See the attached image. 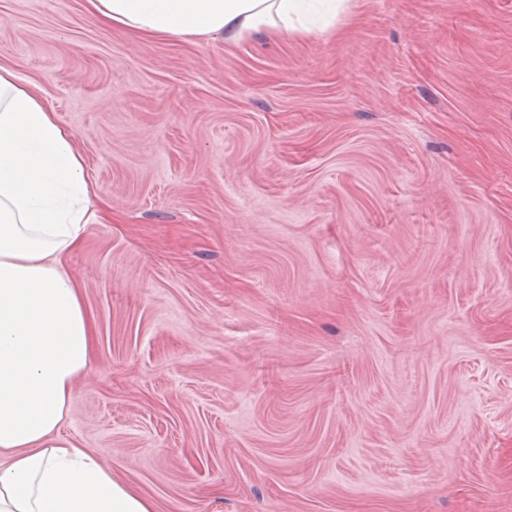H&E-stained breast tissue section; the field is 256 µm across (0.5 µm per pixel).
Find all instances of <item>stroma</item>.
Returning a JSON list of instances; mask_svg holds the SVG:
<instances>
[{
    "label": "stroma",
    "instance_id": "obj_1",
    "mask_svg": "<svg viewBox=\"0 0 512 512\" xmlns=\"http://www.w3.org/2000/svg\"><path fill=\"white\" fill-rule=\"evenodd\" d=\"M109 211L63 436L154 512H512V0L138 39L0 0Z\"/></svg>",
    "mask_w": 512,
    "mask_h": 512
}]
</instances>
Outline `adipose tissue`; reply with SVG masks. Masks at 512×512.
<instances>
[{
  "label": "adipose tissue",
  "instance_id": "ef3b65f1",
  "mask_svg": "<svg viewBox=\"0 0 512 512\" xmlns=\"http://www.w3.org/2000/svg\"><path fill=\"white\" fill-rule=\"evenodd\" d=\"M107 25L148 38L279 40L349 14V0H86ZM73 136L0 66V512H153L62 436L91 366L94 324L64 260L95 218Z\"/></svg>",
  "mask_w": 512,
  "mask_h": 512
}]
</instances>
